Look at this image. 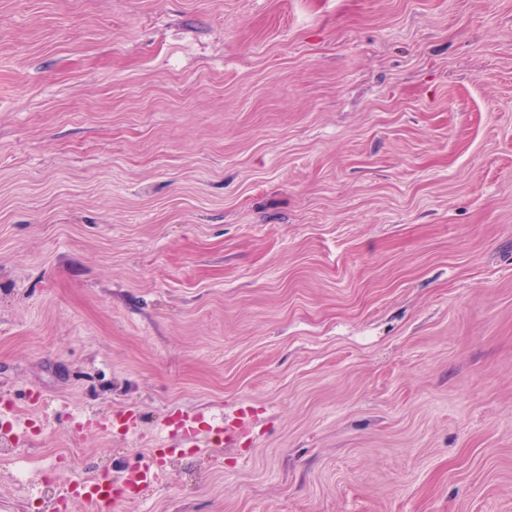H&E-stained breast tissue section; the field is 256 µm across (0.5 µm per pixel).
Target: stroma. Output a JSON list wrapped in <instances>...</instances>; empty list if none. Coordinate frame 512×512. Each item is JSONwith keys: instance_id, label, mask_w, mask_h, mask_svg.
<instances>
[{"instance_id": "35a3bbf8", "label": "stroma", "mask_w": 512, "mask_h": 512, "mask_svg": "<svg viewBox=\"0 0 512 512\" xmlns=\"http://www.w3.org/2000/svg\"><path fill=\"white\" fill-rule=\"evenodd\" d=\"M2 399L0 512H512V0H0ZM172 453L171 448H152L147 457L122 475V485L149 486L158 476L161 457ZM64 496L80 499L81 502L86 505L87 511L90 512L103 510L118 512L120 505L137 495L129 492H127V495L116 493L114 491V485L108 480H83L80 482L75 481L69 485L66 488Z\"/></svg>"}]
</instances>
